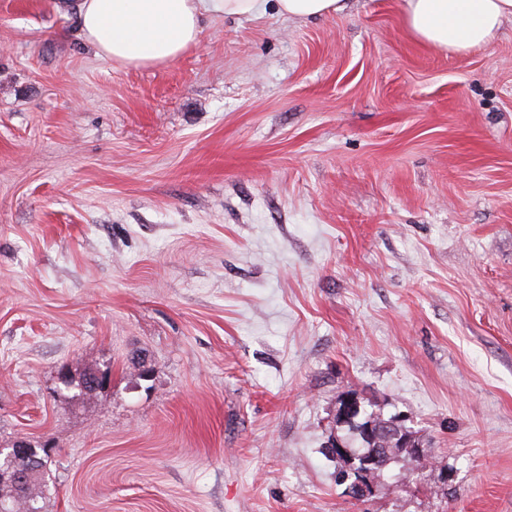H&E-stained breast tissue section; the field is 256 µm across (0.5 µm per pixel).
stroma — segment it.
<instances>
[{"mask_svg": "<svg viewBox=\"0 0 512 512\" xmlns=\"http://www.w3.org/2000/svg\"><path fill=\"white\" fill-rule=\"evenodd\" d=\"M75 4L0 0V448L49 451L43 512H512V20L215 15L135 67ZM344 399L421 478L348 493ZM512 0H405L403 25L421 44L456 54L488 44ZM363 431L365 442L372 447L363 455H356L352 448H345L341 439L336 438L335 440L334 453L337 457L346 458L347 466H352L356 458L371 456L377 462L380 457H391L395 444H398L400 448H408L413 439V436L409 435L400 421L395 418L377 424L370 423ZM410 449L408 448L409 451H411Z\"/></svg>", "mask_w": 512, "mask_h": 512, "instance_id": "35a3bbf8", "label": "stroma"}]
</instances>
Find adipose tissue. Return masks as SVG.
Instances as JSON below:
<instances>
[{
    "label": "adipose tissue",
    "mask_w": 512,
    "mask_h": 512,
    "mask_svg": "<svg viewBox=\"0 0 512 512\" xmlns=\"http://www.w3.org/2000/svg\"><path fill=\"white\" fill-rule=\"evenodd\" d=\"M344 8L345 0H79L77 11L97 55L138 67L177 58L208 15L253 19L272 9L312 19ZM510 16L512 0H405L403 25L425 46L464 54L488 44Z\"/></svg>",
    "instance_id": "obj_1"
}]
</instances>
